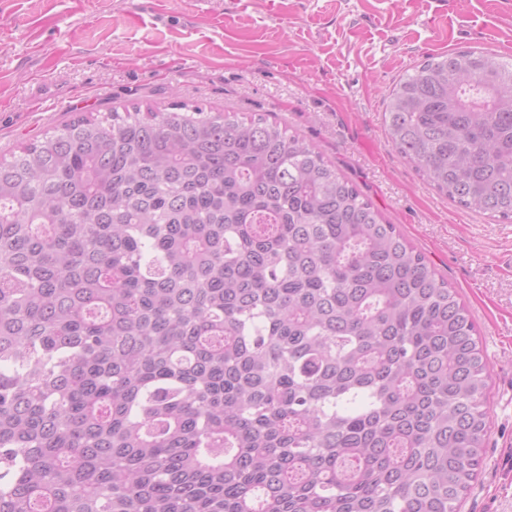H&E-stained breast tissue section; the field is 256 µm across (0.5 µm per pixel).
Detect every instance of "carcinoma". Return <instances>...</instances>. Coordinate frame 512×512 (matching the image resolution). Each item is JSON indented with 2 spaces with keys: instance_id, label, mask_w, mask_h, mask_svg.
Returning <instances> with one entry per match:
<instances>
[{
  "instance_id": "carcinoma-1",
  "label": "carcinoma",
  "mask_w": 512,
  "mask_h": 512,
  "mask_svg": "<svg viewBox=\"0 0 512 512\" xmlns=\"http://www.w3.org/2000/svg\"><path fill=\"white\" fill-rule=\"evenodd\" d=\"M393 147L512 220V59L428 55ZM470 310L312 143L174 103L0 158V512H459Z\"/></svg>"
}]
</instances>
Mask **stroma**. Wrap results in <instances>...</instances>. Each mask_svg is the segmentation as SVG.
<instances>
[{
	"mask_svg": "<svg viewBox=\"0 0 512 512\" xmlns=\"http://www.w3.org/2000/svg\"><path fill=\"white\" fill-rule=\"evenodd\" d=\"M509 46L512 0H0V155L133 102L258 113L316 145L472 312L489 432L460 512H512V223L438 194L382 119L424 56Z\"/></svg>",
	"mask_w": 512,
	"mask_h": 512,
	"instance_id": "1",
	"label": "stroma"
}]
</instances>
